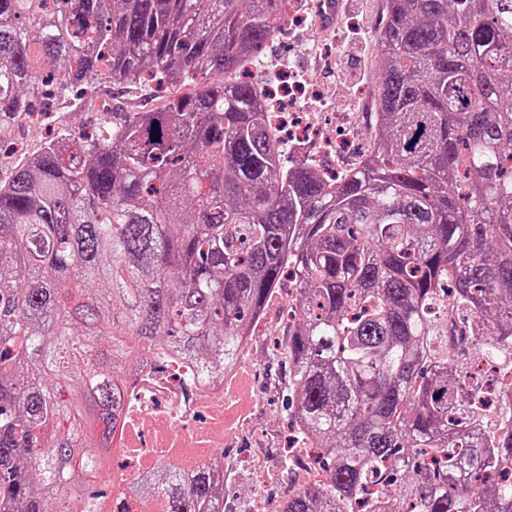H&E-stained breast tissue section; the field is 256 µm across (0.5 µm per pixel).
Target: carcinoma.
<instances>
[{"label": "carcinoma", "mask_w": 512, "mask_h": 512, "mask_svg": "<svg viewBox=\"0 0 512 512\" xmlns=\"http://www.w3.org/2000/svg\"><path fill=\"white\" fill-rule=\"evenodd\" d=\"M288 0H0V134L76 87L178 94L60 133L0 183V512L155 498L224 512L225 473L160 463L112 494L92 449L170 363L219 382L273 295L288 312L279 512H512V0H386L372 156L285 157L240 71ZM473 375L475 373L481 375H488L494 378L496 383L494 391L492 393L485 394L483 399L489 404H493L495 397L498 392L499 386L505 383H509L511 380L510 372H506L503 367L492 361H480L477 362L471 369Z\"/></svg>", "instance_id": "obj_1"}]
</instances>
